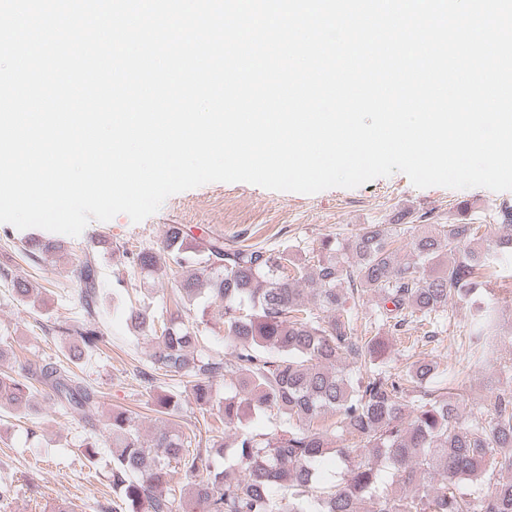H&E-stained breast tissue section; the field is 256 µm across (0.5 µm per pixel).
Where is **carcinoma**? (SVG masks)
Masks as SVG:
<instances>
[{
	"instance_id": "obj_1",
	"label": "carcinoma",
	"mask_w": 512,
	"mask_h": 512,
	"mask_svg": "<svg viewBox=\"0 0 512 512\" xmlns=\"http://www.w3.org/2000/svg\"><path fill=\"white\" fill-rule=\"evenodd\" d=\"M497 219L494 240L468 222L366 224L346 240L321 239L309 276L286 250L230 248L222 235L190 247L181 224L167 225L157 251H122L142 273L178 276L174 312L129 310L133 331L154 340L152 371L184 384V392L161 396L157 409L168 411L185 395L208 415L206 432L232 434L212 442L165 427L144 436L125 413H112V489L119 493L112 512H173L183 481L190 512H512V480H503L512 471V387L495 394L492 418L472 412L463 422L438 362L388 371L386 345L371 335L378 321L395 330L413 322L433 329L450 305L471 301L469 355L476 364L487 360L498 335L489 270L512 256V206L501 207ZM404 235L413 252L406 263L397 246ZM29 242L34 262L58 249L36 236ZM75 272L80 319L65 327L78 341L68 362L28 361L19 376H0L1 405L27 404L37 383L57 407L95 416L98 395L69 364L101 350L106 338L95 318L129 289L104 294L88 253ZM304 281L314 285L310 304ZM367 290L381 295L383 306L359 314L349 300ZM216 301L224 309L222 358L205 320L207 304ZM221 380L235 390L222 400ZM249 405L275 420L270 431L248 428ZM329 412L336 421L326 425ZM330 452L342 466L334 489L320 485L316 468ZM382 462L402 494L377 492ZM477 482L485 489L475 496L467 486Z\"/></svg>"
}]
</instances>
